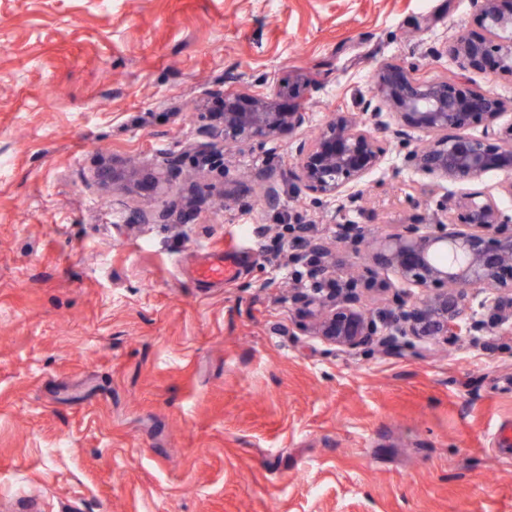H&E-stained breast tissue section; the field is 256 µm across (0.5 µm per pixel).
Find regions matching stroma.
Segmentation results:
<instances>
[{"instance_id": "35a3bbf8", "label": "stroma", "mask_w": 512, "mask_h": 512, "mask_svg": "<svg viewBox=\"0 0 512 512\" xmlns=\"http://www.w3.org/2000/svg\"><path fill=\"white\" fill-rule=\"evenodd\" d=\"M474 0H0V512H512V335L426 358L342 351L300 327L312 224H429L453 185L405 167L393 128L356 209L289 180L295 146L372 99L387 62L512 100V77L431 49ZM310 79L302 128L219 148L215 93ZM181 161L171 172L169 158ZM279 198L268 204L266 173ZM194 200L185 224L161 211ZM232 247L238 278L201 286Z\"/></svg>"}]
</instances>
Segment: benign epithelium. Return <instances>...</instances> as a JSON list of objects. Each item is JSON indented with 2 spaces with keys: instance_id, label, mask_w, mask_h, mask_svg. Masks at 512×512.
<instances>
[{
  "instance_id": "1",
  "label": "benign epithelium",
  "mask_w": 512,
  "mask_h": 512,
  "mask_svg": "<svg viewBox=\"0 0 512 512\" xmlns=\"http://www.w3.org/2000/svg\"><path fill=\"white\" fill-rule=\"evenodd\" d=\"M501 2L480 0L476 22L483 38H456L453 59L461 71L482 69L494 52L498 69L512 75V9H503ZM303 91L304 83L290 78L269 95L224 94V111L213 114L205 140L189 150L205 165L220 142L268 141L287 128H301L307 121L301 105L284 112L279 103L285 96L296 101ZM375 92L379 106L373 111L338 112L312 138L298 142L291 178L302 190L338 211L358 207L360 186L386 155L374 134L384 125L383 106L402 125L429 137L426 146L404 155L405 166L414 171L458 184L512 171V124L498 126L505 103L493 93L446 78L425 81L399 63L379 69ZM479 124V136L448 135L450 128ZM438 211L424 229L400 224L376 239L346 279L343 262L314 225H297L300 250L292 260L305 265L309 285L293 289L291 301L307 319L305 331L341 350L375 344L388 354L409 350L418 355L436 339L478 341L492 331L512 335V215L504 214L487 191L450 194ZM341 231L355 250L365 241L362 224H343ZM366 292L391 297L369 314L362 306Z\"/></svg>"
}]
</instances>
